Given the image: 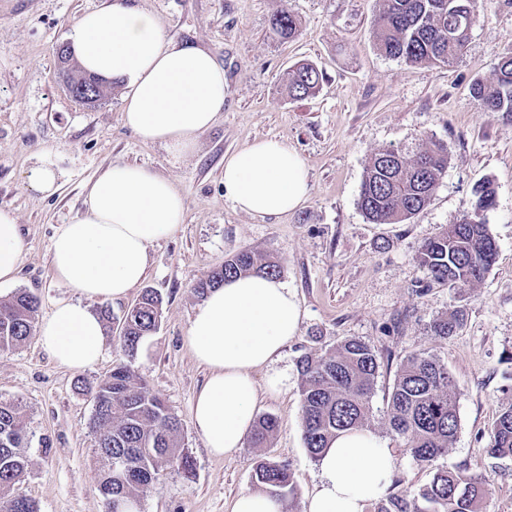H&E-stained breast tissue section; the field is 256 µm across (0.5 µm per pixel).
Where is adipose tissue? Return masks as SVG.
Wrapping results in <instances>:
<instances>
[{"mask_svg":"<svg viewBox=\"0 0 512 512\" xmlns=\"http://www.w3.org/2000/svg\"><path fill=\"white\" fill-rule=\"evenodd\" d=\"M69 41L86 73L125 84L124 122L143 141L192 152L224 109L223 66L209 52L166 39L156 16L125 0L82 15ZM224 189L239 211L261 217L288 214L310 194L303 159L276 139L226 154ZM84 206L51 246L53 275L77 298L58 303L37 328L49 356L72 371L92 367L102 355V322L91 303L123 300L142 283L149 247L180 227L186 200L171 179L115 163L87 186ZM21 259L20 226L11 211L0 209V284L14 281ZM301 318L294 291L263 274L225 281L196 309L186 344L207 378L192 423L211 454L238 453L261 393L287 386V376L272 365L297 336ZM262 369L267 375L260 383L255 374ZM317 467L305 512H364L385 492L395 457L376 435L357 430L326 448Z\"/></svg>","mask_w":512,"mask_h":512,"instance_id":"adipose-tissue-1","label":"adipose tissue"}]
</instances>
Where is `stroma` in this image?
I'll return each mask as SVG.
<instances>
[{
	"mask_svg": "<svg viewBox=\"0 0 512 512\" xmlns=\"http://www.w3.org/2000/svg\"><path fill=\"white\" fill-rule=\"evenodd\" d=\"M108 2L0 0V209L16 215L24 238L17 277L0 287V299L29 291L42 319L72 298L53 276L51 240L82 214L86 185L113 163L170 178L187 211L181 227L149 250L143 287L162 294L163 318L134 358L109 332L98 363L78 373L57 365L34 338L0 353V400L21 401L25 410L29 465L21 492L39 512H104L96 489L94 406L74 383L96 385L127 363L180 420L179 444L194 462L192 473H163L144 492L141 512H229L236 494L254 490L253 466L266 455L289 463L303 512L318 471L303 441L297 362L358 338L380 361L369 429L396 459L389 494L414 498L434 473V466L403 454L387 404L401 362L424 352L448 369L457 388L460 427L439 464L488 479L481 512H512V461L487 452L496 419L512 407V119L483 111L472 93L512 53V0H489L463 55L449 67L382 55L371 38L379 0H133L158 18L167 39L208 50L224 68V110L188 156L143 142L124 125L123 84L113 83L111 95L89 106L60 77L57 48L68 44L83 13ZM282 8L301 20L290 41L269 29ZM302 60L322 68L324 81L316 97L294 99L282 78ZM261 138L287 143L308 171V199L283 216L245 214L224 194L225 154ZM434 141L448 151V170L429 205L403 224L369 223L358 197L372 156L387 147L410 155ZM47 153L59 174L51 195L27 182ZM486 180L496 189L484 220L498 254L482 281L459 295L429 282L416 252L460 220L474 187ZM244 248L280 256V278L296 293L302 320L274 365L287 375V389L262 395L258 404L259 413L278 419L270 447L215 457L192 425V400L206 371L184 336L202 302L196 281ZM143 287L110 303L112 315L122 316ZM456 308L465 314L462 328L433 335V321Z\"/></svg>",
	"mask_w": 512,
	"mask_h": 512,
	"instance_id": "1",
	"label": "stroma"
}]
</instances>
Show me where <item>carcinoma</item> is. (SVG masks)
Masks as SVG:
<instances>
[{"mask_svg":"<svg viewBox=\"0 0 512 512\" xmlns=\"http://www.w3.org/2000/svg\"><path fill=\"white\" fill-rule=\"evenodd\" d=\"M373 38L385 56L408 64L452 66L462 54L477 13L485 0H381ZM300 28L299 19L285 9L270 19L271 32L291 39ZM60 73L79 82L86 73L69 53H56ZM323 73L310 62H299L284 75L289 96L315 95ZM474 97L486 112L512 115V54L493 66L489 82L478 81ZM448 169L444 145L406 156L397 149H382L366 167L358 204L373 224H400L424 210ZM474 201L463 218L436 237L424 242L416 254L428 278L458 292L481 281L494 263L496 242L483 214L492 208L496 191L491 182L473 189ZM263 273L277 276L281 260L241 250L210 270L194 285L204 297L240 275ZM38 298L20 291L0 300V351L19 348L33 335ZM163 315V299L151 288L143 291L136 306L119 321L117 341L123 352L134 357L143 340L155 332ZM463 322L454 309L432 325L435 336H446ZM378 358L360 339H347L320 354H306L298 361L301 376V420L305 447L316 459L340 434L365 428L369 422L370 395L378 375ZM76 388L94 402L93 424L98 439L97 488L103 499L120 507L137 506L144 490L168 469L190 472L191 458L180 449L181 424L164 402L152 394L129 365H120L95 387L76 381ZM391 432L414 460L433 463L456 440L460 426L456 385L448 369L435 357L419 353L400 364L388 392ZM278 428L277 418L262 415L250 438L254 448H265ZM24 412L20 403L0 400V512H38L37 505L19 492L18 484L28 467ZM488 453L493 458L512 459V406L503 411L491 432ZM124 463L120 472L108 467L109 459ZM255 483L295 512V486L286 461L261 459L253 468ZM488 491L486 479L467 475L457 468L439 467L431 482L408 500L389 496L376 512H478V499Z\"/></svg>","mask_w":512,"mask_h":512,"instance_id":"carcinoma-1","label":"carcinoma"}]
</instances>
